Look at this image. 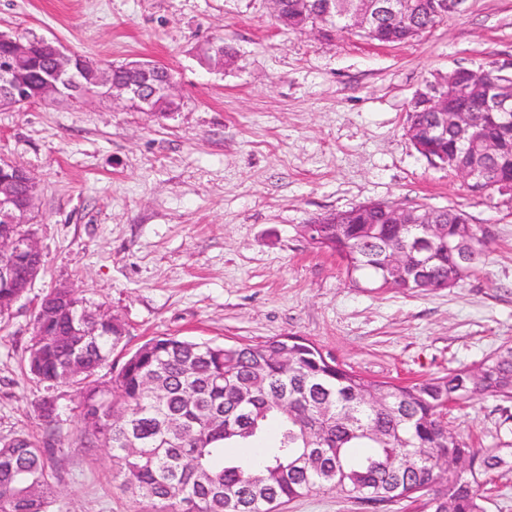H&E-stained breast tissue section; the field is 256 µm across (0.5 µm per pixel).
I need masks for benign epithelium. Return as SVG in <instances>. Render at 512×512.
I'll list each match as a JSON object with an SVG mask.
<instances>
[{
  "mask_svg": "<svg viewBox=\"0 0 512 512\" xmlns=\"http://www.w3.org/2000/svg\"><path fill=\"white\" fill-rule=\"evenodd\" d=\"M412 0H368L366 11L398 14L409 10ZM336 17V0H324L322 10L310 14L311 24L306 31L331 37L338 33L327 18ZM1 40L10 43L6 58L0 59V110L17 108L33 98L41 102L57 101L70 93L82 91L90 98L106 96L114 103L134 105L142 112H153L165 99L178 94L174 77L157 76L159 65L151 62L131 61L125 65L126 77L122 81L112 79L111 69L98 61L82 57L80 63L73 60V51L59 43L42 39L40 45L49 53V68L37 80H32L26 68L30 54V41L19 36L1 34ZM487 98L486 111L499 115L500 125H512V75L508 83L500 84L494 93L487 92V69L459 67L448 73L445 82L431 88L429 93L419 94L413 103L414 112L433 113L431 125L419 132L407 129L418 151L425 155L438 151L437 145L448 135V126L470 123L465 110L455 107L463 96ZM496 151L494 141L478 136L462 137L461 152L492 155ZM471 186H480L483 175L475 165L459 164L454 167ZM35 182L34 175L19 163L0 165V283L14 289L9 297L0 299V310L11 309L14 302L31 287L41 270V255L36 239L22 238L16 231L18 225L28 226L35 217L36 196L29 187ZM368 207L387 213L397 231L418 224L425 237L433 238L437 225L432 223L433 209L418 216V210H408L397 204L370 203Z\"/></svg>",
  "mask_w": 512,
  "mask_h": 512,
  "instance_id": "benign-epithelium-1",
  "label": "benign epithelium"
}]
</instances>
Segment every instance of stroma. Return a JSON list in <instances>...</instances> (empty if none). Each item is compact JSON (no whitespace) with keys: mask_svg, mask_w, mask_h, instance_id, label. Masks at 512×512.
Masks as SVG:
<instances>
[{"mask_svg":"<svg viewBox=\"0 0 512 512\" xmlns=\"http://www.w3.org/2000/svg\"><path fill=\"white\" fill-rule=\"evenodd\" d=\"M55 39L102 63L148 59L174 74L161 117L80 93L0 111V162L37 177L42 271L0 316V440L49 443L56 512H154L125 489L107 448L86 447L79 395L40 384L24 360L39 298L66 285L127 329L126 351L161 336L260 344L299 336L364 377L411 384L476 369L512 347V197L472 194L406 134L415 95L459 67L512 65V0H465L411 43L319 40L284 28L269 0H0V33ZM235 54L226 68L209 48ZM458 207L492 241L452 288H358L311 244L322 215L366 203ZM50 398L58 415L39 417ZM452 433L512 448V400L450 406ZM276 512H427L333 489Z\"/></svg>","mask_w":512,"mask_h":512,"instance_id":"stroma-1","label":"stroma"}]
</instances>
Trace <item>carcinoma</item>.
<instances>
[{"label":"carcinoma","mask_w":512,"mask_h":512,"mask_svg":"<svg viewBox=\"0 0 512 512\" xmlns=\"http://www.w3.org/2000/svg\"><path fill=\"white\" fill-rule=\"evenodd\" d=\"M405 15L368 16L385 43L406 44L442 22L439 0H413ZM355 0H336V26H354ZM478 157L493 183L503 158ZM463 210L435 214L441 236L420 248L422 230L398 234L383 215L350 209L318 217L317 246L334 251L360 286L386 283L405 291L454 286L478 270L460 254L487 231L460 223ZM407 259L406 280L386 266L393 252ZM46 294L26 360L40 383L80 388L79 409L90 443L110 449L122 485L157 512H275L321 488L361 494L373 503L433 489L432 512H485L482 477L512 467V448L481 452L448 430L451 403L478 396L512 398V348L474 370L395 386L340 367L297 336L226 347L156 336L131 352L107 384L91 380L126 337L118 319L80 333L100 307L82 298ZM277 442L255 460L225 449L258 439L270 422ZM469 463V474L439 469L441 457ZM57 490L47 449L24 435L0 441V512H51Z\"/></svg>","instance_id":"obj_1"}]
</instances>
